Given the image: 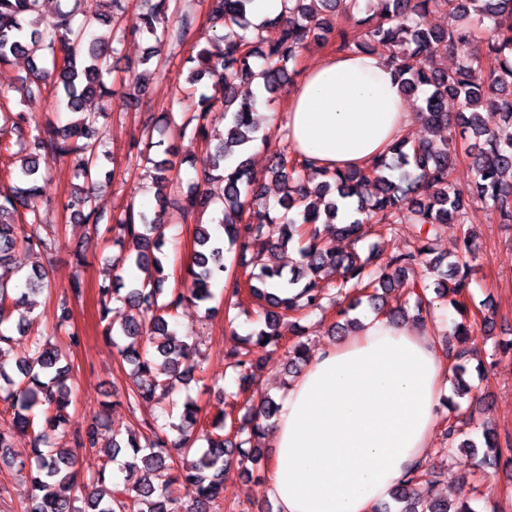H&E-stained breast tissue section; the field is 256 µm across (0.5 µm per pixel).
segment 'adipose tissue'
<instances>
[{"label": "adipose tissue", "instance_id": "obj_1", "mask_svg": "<svg viewBox=\"0 0 512 512\" xmlns=\"http://www.w3.org/2000/svg\"><path fill=\"white\" fill-rule=\"evenodd\" d=\"M281 119L290 147L336 171L373 165L419 116L387 58L336 53L304 71ZM448 371L428 330L371 313L318 350L268 432L276 464L266 492L278 512H376L423 467Z\"/></svg>", "mask_w": 512, "mask_h": 512}]
</instances>
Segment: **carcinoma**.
Listing matches in <instances>:
<instances>
[{"label": "carcinoma", "mask_w": 512, "mask_h": 512, "mask_svg": "<svg viewBox=\"0 0 512 512\" xmlns=\"http://www.w3.org/2000/svg\"><path fill=\"white\" fill-rule=\"evenodd\" d=\"M147 6L142 14L140 37L151 38V47L129 76L139 91L151 69H159L157 57L167 41L185 43L194 39L195 17L180 15L176 27L169 26L170 0H140ZM375 6L361 9L360 0H281L282 11L273 18L255 23L253 0H203L212 34L206 44L194 39L189 63L187 97H197L195 110L183 113L182 139L193 143L207 136L206 126L216 107L223 108L224 137L207 152L202 161L204 179L189 187L180 212L192 216L205 212L213 203L210 182L224 184L219 223L224 225L227 243L214 238L206 224L195 228L194 250L182 285L164 293L166 253L165 230L172 170L177 146L166 148L168 157L157 161L145 154L140 158L154 170L155 199L160 208L149 212L129 205L117 218H108L95 203V186L106 154L96 124L112 110L110 74L114 47L102 38L88 39L96 22H111L125 9L124 0H102L97 10L79 20L59 11L48 20L41 0H0V67L13 58L28 54L35 58L51 51L48 64L32 65V78L25 85V102L36 103L46 87L56 90L72 113H82L79 122L64 127L41 126L31 112L0 113V154L12 145L28 141L34 150L12 154L13 167L6 175L13 178L10 191L0 194V268L16 248L52 250V240L40 232L37 180L40 176L39 151L68 158L87 188L70 196L67 208L78 222L93 232L108 220L115 222L117 234L112 247V275L99 286L100 320L103 335L117 348L122 360L132 366L131 384L124 393L131 407L169 397L180 384L194 380L199 369L197 352L173 327V312L186 303L212 308L213 282L224 280L226 307L241 308L244 298L262 303L265 327L247 339L254 345L277 351L282 346L280 324L299 321L336 305L328 297L321 274L339 273L334 285L337 297L349 299L353 310L367 298L373 312L390 319L405 316L407 308L390 297L392 283L406 280L417 270L440 277L438 296L450 297L459 311L466 309L471 261L475 258V234L465 227L475 205L491 209L502 224H512V0H373ZM431 10L443 12L448 23L440 28H424L420 18ZM338 16L353 17L350 26H333ZM339 52L375 53L388 49V59L398 79L401 93L408 99L427 91L420 107L423 124L429 132L448 128V139L438 142L425 137L417 142L401 140L389 154L368 168L346 171H318L306 156L288 146L271 154L269 173L281 184L282 195L274 203L264 199L263 186L249 169L248 153L259 145L271 148L268 137L258 135L252 119L259 102H270L298 74L302 54L313 44L325 45L328 35ZM441 45L463 57L454 69L438 63L431 50ZM484 71L483 81L472 80L473 68ZM205 78L214 80L222 98L196 94L193 86ZM257 83V91L244 93L239 83ZM96 98L97 111L86 112L87 99ZM458 102L454 112L448 100ZM493 110L498 124L490 125L484 108ZM470 161L473 181L463 190L450 180V171L460 155ZM392 232L403 223L427 227L438 234L449 226L459 233V250L454 259H427L429 247L418 246L397 254H386L373 246L363 257L357 250L338 254L328 239L338 234L354 236L359 224ZM295 247L300 255L298 268L285 272L280 267L262 266L260 273L249 270L265 250ZM236 254L237 270L228 271L224 251ZM51 292L46 274L34 271L21 285L8 287L0 276V401L11 413V421L0 426V460L19 472H26L30 483L25 512H185L182 499L190 502V512H209L210 504L224 492V472L228 463H261L264 453L254 441L265 436L279 405L269 397L261 400V412H251L234 434L224 437V416L202 428L200 409L191 401L182 405L179 422L159 423V417L143 418L137 429L126 431L131 454L120 467L122 481L111 491L106 483L114 476L110 464L122 447L112 441L106 459L89 478L95 486L83 492L74 475L73 448L96 447V425L83 433L69 434L70 389L67 377L72 368L67 352L50 336L28 339L21 354H15V338L6 331L11 308L28 294ZM122 301L139 308V317L120 324L108 320L109 304ZM456 333L459 345L448 349L454 361L458 391H471L464 381L472 330L460 323ZM288 374L294 375L309 359L306 344L296 340L288 345ZM15 357L19 380L6 371ZM238 379L245 381L256 367L247 347L226 355ZM467 418L462 413L448 417V453L470 448L474 465L495 467L499 458L493 428L486 427L483 455L474 452L476 444L459 440ZM33 434L31 456L11 453L14 432ZM68 439L73 448L60 441ZM436 475L419 469L409 472L390 491L400 505L397 512H472L469 505H452L448 498L423 496L419 484L431 487Z\"/></svg>", "instance_id": "1"}]
</instances>
